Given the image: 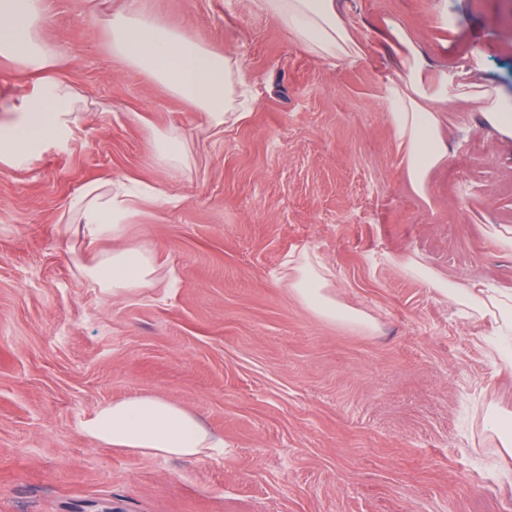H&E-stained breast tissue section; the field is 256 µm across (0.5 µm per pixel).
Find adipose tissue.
<instances>
[{
  "mask_svg": "<svg viewBox=\"0 0 512 512\" xmlns=\"http://www.w3.org/2000/svg\"><path fill=\"white\" fill-rule=\"evenodd\" d=\"M256 12L275 19L307 52L329 63L356 60L357 42L339 10L338 0H252ZM44 0H0V61L17 63L38 81L41 92L24 98L13 119L0 122V165L25 168L50 137L64 133L79 118L78 98L58 76V52L42 38ZM112 53L167 86L191 108L202 112L208 127L227 123L252 90L235 56L223 47L171 30L136 8L113 13ZM397 54V80L387 87L389 120L403 156L407 179L424 191L433 170L448 156L445 116L458 103L483 100L485 121L512 140V102L484 98L460 79L464 67L434 70L403 26L389 28ZM159 187L126 181L93 182L69 203L89 236H111L114 246L86 274L100 288L120 292L152 288L156 260L145 249L123 241L121 218L158 199ZM293 282L296 294L320 316L360 325L363 317L340 307L326 292L321 270L301 261ZM448 299L493 320L488 344L502 373L512 374V290L475 289L434 280ZM99 444L143 456L197 459L223 447L224 439L207 430L180 405L154 396H138L99 406L82 425Z\"/></svg>",
  "mask_w": 512,
  "mask_h": 512,
  "instance_id": "obj_1",
  "label": "adipose tissue"
}]
</instances>
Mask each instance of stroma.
<instances>
[{"instance_id": "35a3bbf8", "label": "stroma", "mask_w": 512, "mask_h": 512, "mask_svg": "<svg viewBox=\"0 0 512 512\" xmlns=\"http://www.w3.org/2000/svg\"><path fill=\"white\" fill-rule=\"evenodd\" d=\"M355 63L309 54L251 0H137L163 25L224 47L257 97L247 117L201 133L199 112L112 54L123 0H46L44 37L84 99L69 132L24 169L0 166V512H512V476L488 469L512 413L488 321L403 265L512 288V141L474 107L448 113L447 161L425 194L407 183L388 118L396 76L386 26L436 67L512 98V0H339ZM141 121L134 122L130 113ZM177 133L188 166L163 171ZM160 184L127 219L175 288L104 293L79 263L68 204L91 182ZM315 256L340 306L368 328L316 315L282 269ZM170 399L224 446L201 459L99 445L81 423L105 403ZM156 159L158 165L167 169L177 167L185 161V147L177 135L162 134L156 138Z\"/></svg>"}]
</instances>
